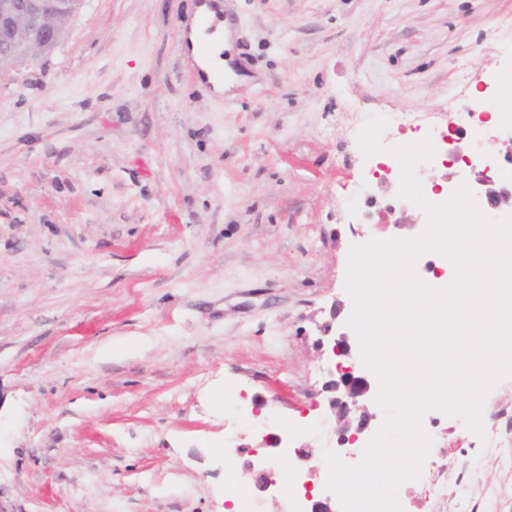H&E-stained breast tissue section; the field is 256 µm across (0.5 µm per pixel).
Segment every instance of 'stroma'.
<instances>
[{
  "label": "stroma",
  "mask_w": 512,
  "mask_h": 512,
  "mask_svg": "<svg viewBox=\"0 0 512 512\" xmlns=\"http://www.w3.org/2000/svg\"><path fill=\"white\" fill-rule=\"evenodd\" d=\"M223 2L246 78L230 104L193 79L199 0H82L54 48L0 75V512H224L229 424L326 496L342 363L383 422L345 325L348 251L426 216L357 134L412 112L418 130L382 141L414 143L475 92L503 100L512 0ZM511 140L499 122L464 151L508 183ZM487 400L481 438L425 414L454 452L400 487L403 512H512L495 445L512 378Z\"/></svg>",
  "instance_id": "stroma-1"
}]
</instances>
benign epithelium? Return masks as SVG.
<instances>
[{
	"label": "benign epithelium",
	"mask_w": 512,
	"mask_h": 512,
	"mask_svg": "<svg viewBox=\"0 0 512 512\" xmlns=\"http://www.w3.org/2000/svg\"><path fill=\"white\" fill-rule=\"evenodd\" d=\"M77 10L76 0H0V73L19 60H33L53 47L60 39L59 22L71 18ZM31 24L43 32L40 40L28 38L22 26ZM470 166L475 176V194L488 207L512 209V187L493 180L487 171L479 169V162ZM369 383L352 372H341L339 380L330 382L329 391L335 393L329 400L340 423L339 439L345 454L359 441L369 425L370 416L362 413L357 423L350 419L356 398L369 391Z\"/></svg>",
	"instance_id": "1"
}]
</instances>
